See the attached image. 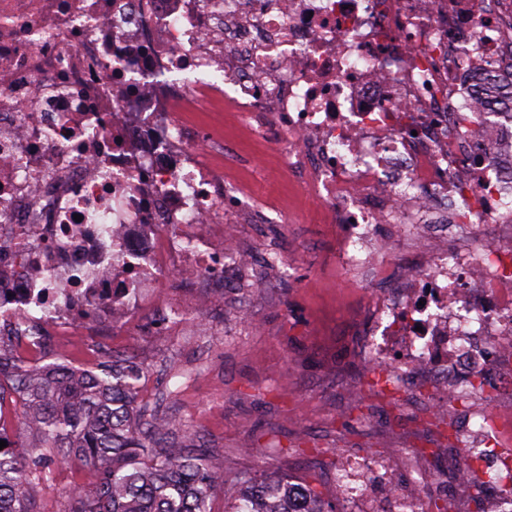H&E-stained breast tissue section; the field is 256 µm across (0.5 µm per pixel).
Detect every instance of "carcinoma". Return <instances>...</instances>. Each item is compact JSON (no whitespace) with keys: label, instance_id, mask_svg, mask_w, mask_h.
<instances>
[{"label":"carcinoma","instance_id":"carcinoma-1","mask_svg":"<svg viewBox=\"0 0 512 512\" xmlns=\"http://www.w3.org/2000/svg\"><path fill=\"white\" fill-rule=\"evenodd\" d=\"M130 363L123 358L87 373L0 360V371L11 370L10 385L0 383V408L6 396L18 395L38 430V444L0 450V512H41L47 468L60 461L91 465L98 473L95 486L70 491L65 512H214L224 472L212 449L191 431L181 442L168 439L176 423L138 401L140 374ZM294 484L310 504L306 512H336L316 475L295 483L276 473L240 479L238 499L224 500V512H291L288 488Z\"/></svg>","mask_w":512,"mask_h":512}]
</instances>
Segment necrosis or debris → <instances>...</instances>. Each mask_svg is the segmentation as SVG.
Wrapping results in <instances>:
<instances>
[{
  "label": "necrosis or debris",
  "instance_id": "4bbe7bcc",
  "mask_svg": "<svg viewBox=\"0 0 512 512\" xmlns=\"http://www.w3.org/2000/svg\"><path fill=\"white\" fill-rule=\"evenodd\" d=\"M512 63V0H0V351L16 337L95 336L162 302L193 334L279 253L245 247L264 220L226 179L238 126L326 224L368 309L356 350L393 402L460 408L446 456L455 502L485 487L512 512V415L483 382L512 377V113L489 94ZM496 224L472 236L467 216ZM438 470L409 448L342 452L352 512H424ZM198 120L202 124L218 127L226 138L241 144L244 150L252 153L258 151L257 142L251 141L244 131L239 130L231 117L226 118L225 112H198Z\"/></svg>",
  "mask_w": 512,
  "mask_h": 512
}]
</instances>
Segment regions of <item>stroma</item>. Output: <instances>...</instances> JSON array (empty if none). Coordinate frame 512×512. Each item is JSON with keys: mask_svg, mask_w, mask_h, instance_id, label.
<instances>
[{"mask_svg": "<svg viewBox=\"0 0 512 512\" xmlns=\"http://www.w3.org/2000/svg\"><path fill=\"white\" fill-rule=\"evenodd\" d=\"M230 174L276 206L279 223L242 225L241 236L259 253L278 248L293 280L225 289L201 336L146 335L155 319L150 309L141 326L114 327L96 344L61 337L57 351L81 364L103 362L110 352L134 356L145 372L139 401L203 436L224 469L225 492L244 473L296 480L315 471L325 477L324 498L335 499L326 477L337 449L394 455L402 447L455 448L447 423L457 411L437 420L359 389L352 332L363 305L337 261L341 225L319 223L275 165ZM241 305L248 321L237 317ZM96 481L87 467L54 464L42 485L43 512H60L72 489Z\"/></svg>", "mask_w": 512, "mask_h": 512, "instance_id": "stroma-1", "label": "stroma"}]
</instances>
